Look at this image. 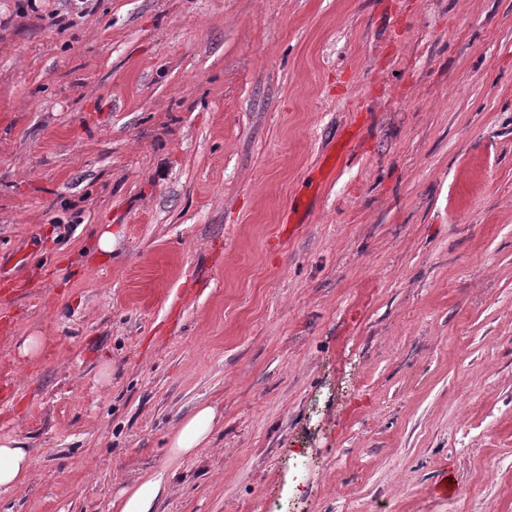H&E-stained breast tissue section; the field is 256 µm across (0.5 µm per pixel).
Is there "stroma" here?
<instances>
[{"label":"stroma","instance_id":"35a3bbf8","mask_svg":"<svg viewBox=\"0 0 512 512\" xmlns=\"http://www.w3.org/2000/svg\"><path fill=\"white\" fill-rule=\"evenodd\" d=\"M2 295L0 512H512V0H0ZM219 421L213 406L198 407L184 419L171 440L170 462L196 455L207 448L216 424ZM18 439L0 438V490L16 489L26 482L33 465L29 448ZM167 494L166 474H146L133 485L122 489L112 500L114 512H159V505Z\"/></svg>","mask_w":512,"mask_h":512}]
</instances>
